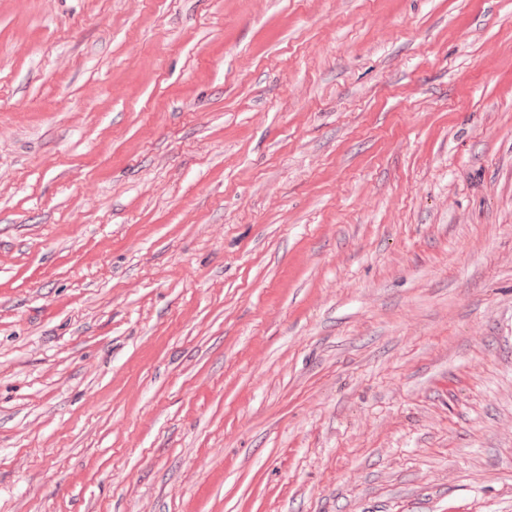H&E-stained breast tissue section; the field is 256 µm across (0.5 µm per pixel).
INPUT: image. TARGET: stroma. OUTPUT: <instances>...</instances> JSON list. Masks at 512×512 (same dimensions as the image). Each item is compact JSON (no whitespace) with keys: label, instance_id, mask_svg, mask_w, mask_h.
I'll return each mask as SVG.
<instances>
[{"label":"stroma","instance_id":"stroma-1","mask_svg":"<svg viewBox=\"0 0 512 512\" xmlns=\"http://www.w3.org/2000/svg\"><path fill=\"white\" fill-rule=\"evenodd\" d=\"M0 512H512V0H0Z\"/></svg>","mask_w":512,"mask_h":512}]
</instances>
